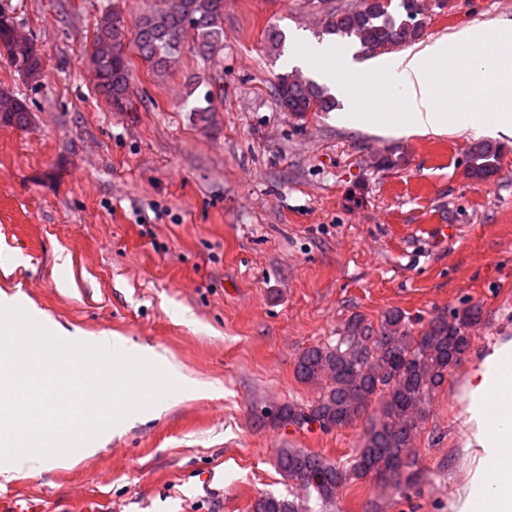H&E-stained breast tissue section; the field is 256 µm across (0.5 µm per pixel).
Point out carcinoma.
<instances>
[{
    "label": "carcinoma",
    "instance_id": "obj_1",
    "mask_svg": "<svg viewBox=\"0 0 512 512\" xmlns=\"http://www.w3.org/2000/svg\"><path fill=\"white\" fill-rule=\"evenodd\" d=\"M418 16L411 0L388 7L381 0H366L361 9L329 14L324 31L354 39L373 53L380 46L397 47L416 40L421 34ZM222 19L223 0H163L159 8L140 18L134 46L146 62L160 67L184 48L190 32L195 37L192 48L210 56L223 47ZM15 24L12 12L0 6V48L6 50L19 75L35 82L42 57ZM123 41L120 17L115 12L105 14L94 37L92 73L99 92L118 111L130 105ZM275 92L284 112L302 115L336 108L335 98L325 88L293 71L278 75ZM27 123L24 101L1 91L0 124L22 127ZM499 164V148L480 144L471 152L468 175L485 179ZM480 317V306L470 305L449 318L431 319L414 336L398 310L386 312L376 328L363 316L354 315L335 340L304 349L296 360L295 373L301 382L318 387L317 398L305 407H263L258 420L329 432L351 424L373 401L379 409L351 463H336L300 448H283L274 462L278 472L326 503L333 501L339 488L356 480L369 477L385 485L397 484L415 466L412 445L419 422L448 373L465 359L473 341L471 329ZM251 512L301 510L294 499L265 493L254 501Z\"/></svg>",
    "mask_w": 512,
    "mask_h": 512
}]
</instances>
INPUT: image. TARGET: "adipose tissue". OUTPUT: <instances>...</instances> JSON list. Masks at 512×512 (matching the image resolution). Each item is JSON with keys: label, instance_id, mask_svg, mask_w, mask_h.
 Returning <instances> with one entry per match:
<instances>
[{"label": "adipose tissue", "instance_id": "adipose-tissue-1", "mask_svg": "<svg viewBox=\"0 0 512 512\" xmlns=\"http://www.w3.org/2000/svg\"><path fill=\"white\" fill-rule=\"evenodd\" d=\"M346 103L340 123L381 133L439 135L451 128L475 136H512V19L491 32L472 27L452 41L420 43L383 59L372 71L376 92L392 108L369 102L355 88L353 69L338 45L295 34L285 53ZM465 448L472 468L449 512H512V336L476 356L465 383Z\"/></svg>", "mask_w": 512, "mask_h": 512}]
</instances>
